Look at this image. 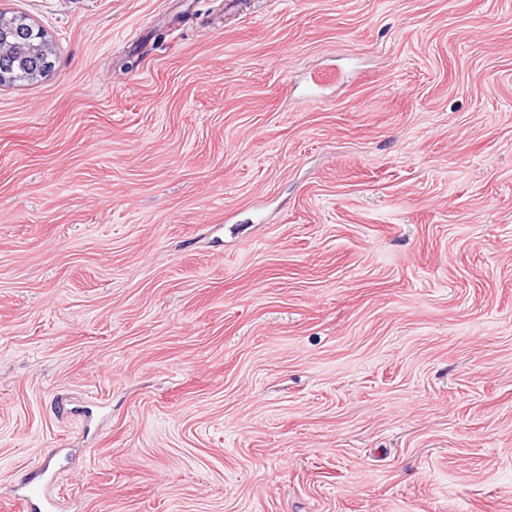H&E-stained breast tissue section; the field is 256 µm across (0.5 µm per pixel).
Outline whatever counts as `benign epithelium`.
<instances>
[{
	"mask_svg": "<svg viewBox=\"0 0 512 512\" xmlns=\"http://www.w3.org/2000/svg\"><path fill=\"white\" fill-rule=\"evenodd\" d=\"M52 45L23 19L0 16V86L27 75L45 76L52 68Z\"/></svg>",
	"mask_w": 512,
	"mask_h": 512,
	"instance_id": "obj_1",
	"label": "benign epithelium"
}]
</instances>
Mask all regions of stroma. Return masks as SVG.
Returning <instances> with one entry per match:
<instances>
[{"label": "stroma", "mask_w": 512, "mask_h": 512, "mask_svg": "<svg viewBox=\"0 0 512 512\" xmlns=\"http://www.w3.org/2000/svg\"><path fill=\"white\" fill-rule=\"evenodd\" d=\"M0 0V512H512V0ZM52 45L25 19L0 16V86L27 75L45 76L53 64Z\"/></svg>", "instance_id": "35a3bbf8"}]
</instances>
